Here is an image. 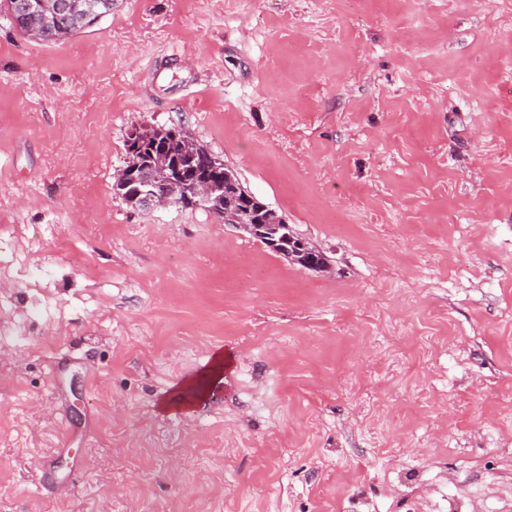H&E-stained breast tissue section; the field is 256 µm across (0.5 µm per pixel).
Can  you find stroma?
I'll use <instances>...</instances> for the list:
<instances>
[{"instance_id": "stroma-1", "label": "stroma", "mask_w": 512, "mask_h": 512, "mask_svg": "<svg viewBox=\"0 0 512 512\" xmlns=\"http://www.w3.org/2000/svg\"><path fill=\"white\" fill-rule=\"evenodd\" d=\"M171 125L326 270L114 193ZM203 505L512 512V0L0 11V512ZM43 0H1L0 9H4L13 19L15 24L24 33L29 35L28 30L33 22L31 11H27L23 4H37ZM108 6L103 11L93 16L84 17L79 15L75 20L69 22V24L63 26H52L48 32V37L45 41H57L67 38L73 34H76L84 29L90 28L98 23L102 18L109 15L112 12V0L107 1ZM224 381L223 365L219 361L204 374L186 379L178 390L180 404L192 405L206 398L212 389Z\"/></svg>"}]
</instances>
